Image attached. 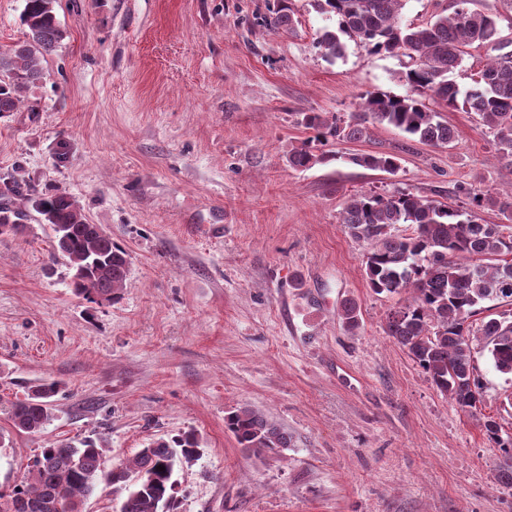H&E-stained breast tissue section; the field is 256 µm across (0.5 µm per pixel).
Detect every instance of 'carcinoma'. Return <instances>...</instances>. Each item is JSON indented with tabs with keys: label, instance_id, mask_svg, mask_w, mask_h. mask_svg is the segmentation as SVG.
Returning <instances> with one entry per match:
<instances>
[{
	"label": "carcinoma",
	"instance_id": "obj_1",
	"mask_svg": "<svg viewBox=\"0 0 512 512\" xmlns=\"http://www.w3.org/2000/svg\"><path fill=\"white\" fill-rule=\"evenodd\" d=\"M24 38L0 50V118L16 112L22 92L44 78L42 62L63 38L56 16L58 0H24ZM318 12L337 20L323 29L317 47L328 59L345 54L342 37L356 39L373 53L403 55L411 64L400 75L408 88L402 96L369 92L364 112L344 121L312 113L307 124L317 138L354 142L369 136L373 123L393 126L431 147H451L453 130L428 100L454 110L474 112L491 130L497 157L512 161V53H503L477 73L478 80L463 91L450 79L473 45L500 40L496 19L456 0L419 25H404L405 0H313ZM359 166L393 174L398 159L388 154H352ZM317 161L308 148L289 153L294 168ZM465 196L480 207H496L505 224H481L459 206L411 192L357 193L344 207L348 235L367 244L363 256L370 288L406 298L387 317L386 333L429 375L437 390L469 415L482 402L483 387L474 360L473 335L482 337V350L496 371L512 376V314L503 312L473 330L470 319L487 302L512 303V202L469 188ZM50 227L53 246L72 270L74 293L89 301L120 298L129 272L128 253L114 246L99 225L88 223L69 194L33 195L14 176L0 179V235L21 234L32 218ZM404 226L410 233L397 235ZM339 318L355 333L361 328L359 304L343 301ZM56 381L34 386L31 394L11 404L8 418L18 433L41 432L52 419ZM226 426L243 450L254 455L277 454L292 436L262 411L243 404L226 418ZM483 427L488 438L504 449L499 480L512 486V436L501 435L494 420ZM104 440L87 437L40 449L27 465V474L10 491H0V512H83V504L100 484L123 495L121 512H174L173 474L200 455L194 432L157 439L132 458L104 467ZM165 470L159 471L157 467Z\"/></svg>",
	"mask_w": 512,
	"mask_h": 512
}]
</instances>
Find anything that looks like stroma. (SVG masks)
<instances>
[{
  "label": "stroma",
  "instance_id": "1",
  "mask_svg": "<svg viewBox=\"0 0 512 512\" xmlns=\"http://www.w3.org/2000/svg\"><path fill=\"white\" fill-rule=\"evenodd\" d=\"M282 4L293 29L270 24ZM57 18L44 80L0 119V177L73 196L130 268L118 302L91 303L48 226L0 235V487L60 439L104 438L112 462L192 430L202 451L175 469L176 512H512L504 452L483 428L512 434V381L476 353L481 409L458 411L387 336L402 298L369 288L365 247L343 226L361 192L457 203L473 186L512 200V163L478 116L442 111L449 148L378 123L364 140L315 145L308 113L346 119L366 92L405 94L407 59L353 39L323 57L317 38L336 22L312 0H60ZM304 145L337 157L291 167ZM347 298L355 335L338 317ZM52 380L50 424L14 433L5 406ZM243 403L291 447L244 452L224 425ZM349 160L356 165L393 174L398 169V159L388 154H351Z\"/></svg>",
  "mask_w": 512,
  "mask_h": 512
}]
</instances>
